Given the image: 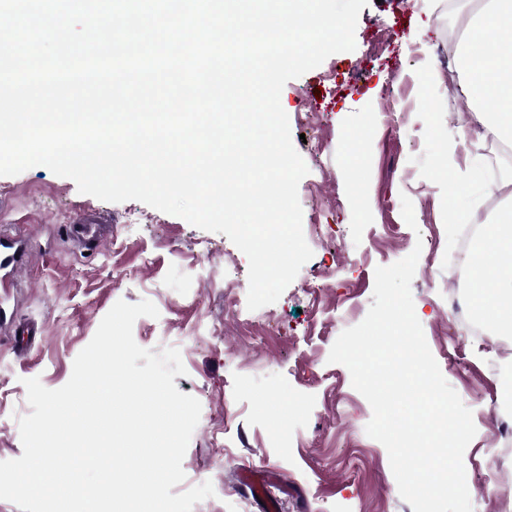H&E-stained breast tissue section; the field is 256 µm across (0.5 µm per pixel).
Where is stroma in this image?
I'll return each mask as SVG.
<instances>
[{"mask_svg":"<svg viewBox=\"0 0 512 512\" xmlns=\"http://www.w3.org/2000/svg\"><path fill=\"white\" fill-rule=\"evenodd\" d=\"M461 29L448 0H368L355 29L356 48L329 56L288 81L280 103L308 173L298 186L303 224L326 237L273 304L264 325H247L248 259L226 235L128 200L79 193L75 182L35 166L0 176V228L31 242L0 308L13 322H33L34 340L0 331V461L20 457L18 419L29 414L24 379L49 389L70 378L73 361L120 300L152 301L158 317L133 326L138 345L175 347L185 375L177 389L197 398L201 416L182 462V489L220 483L223 495L193 512H263L240 485L242 472L272 474L279 512H413L391 471L386 448L365 427L368 401L349 370L329 362L345 329L374 302L375 270L421 254L411 284L415 313L446 381L472 412L477 433L463 463L473 512H502L512 502V455L497 425L512 424V335L487 326L476 338L450 305L469 307L468 281L453 262L456 225L448 221V185L470 181V165L512 178L500 142L443 145L467 120L457 96L454 51ZM434 60L441 85L422 91L419 75ZM361 140L367 176L352 192L348 160ZM413 203L416 224L401 215ZM114 228L112 240L87 253L67 238L77 214ZM344 267L305 292L310 268ZM224 445L222 457L214 442Z\"/></svg>","mask_w":512,"mask_h":512,"instance_id":"1","label":"stroma"}]
</instances>
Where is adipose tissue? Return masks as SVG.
<instances>
[{
  "mask_svg": "<svg viewBox=\"0 0 512 512\" xmlns=\"http://www.w3.org/2000/svg\"><path fill=\"white\" fill-rule=\"evenodd\" d=\"M457 44L458 92L467 104L468 125L512 145V0H474ZM469 295L477 316L512 334V209L486 225L474 246Z\"/></svg>",
  "mask_w": 512,
  "mask_h": 512,
  "instance_id": "1",
  "label": "adipose tissue"
}]
</instances>
